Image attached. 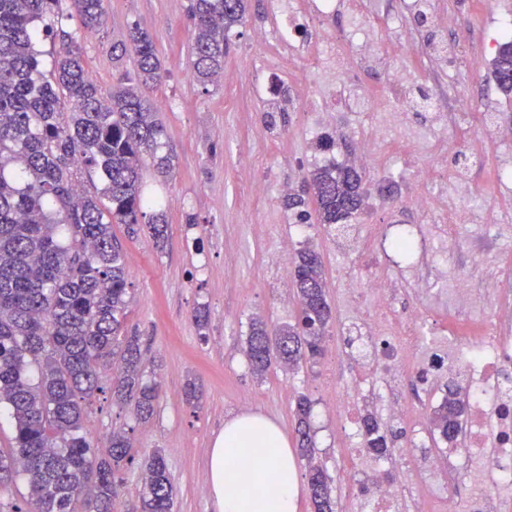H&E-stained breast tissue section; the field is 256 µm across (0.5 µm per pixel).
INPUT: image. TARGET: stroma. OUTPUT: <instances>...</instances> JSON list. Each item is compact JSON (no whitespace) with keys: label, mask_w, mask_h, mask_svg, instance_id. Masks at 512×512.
<instances>
[{"label":"stroma","mask_w":512,"mask_h":512,"mask_svg":"<svg viewBox=\"0 0 512 512\" xmlns=\"http://www.w3.org/2000/svg\"><path fill=\"white\" fill-rule=\"evenodd\" d=\"M409 0H366L378 27L379 52L397 51L411 67L412 80L396 89L382 69L355 71L359 86L375 96L402 92L412 98L416 86L445 93L448 75L432 67L430 46L441 40L435 25L407 23L402 39L390 38L389 17L403 14ZM437 13L458 18L463 27L493 32L502 15L512 14V0H433ZM188 0H107L106 23L101 31L82 36L85 61L102 88L115 83L110 49L121 40L128 24L149 30L158 49L164 77L150 94L169 134L167 148L174 172L163 179L145 177L148 193L163 202L168 238L157 248L148 233L128 236L124 225L112 231L122 244L129 272L131 301L129 332L139 336L142 378L157 382L160 396L154 416L137 421L132 406L113 402L111 392L96 394L86 404L84 427L88 439L105 446L115 429L131 431L135 460L125 465L122 499L135 504L143 488L145 461L161 451L174 487L173 512H215L210 499L207 454L224 420L235 413L257 412L274 420L296 445L294 403L307 396L313 404L316 432L315 461L331 480L336 512H360L359 486L365 473L357 469L362 450L347 439L343 420L334 407L337 387L358 389L362 373L350 360L331 365L330 357L341 338H355L351 312L344 309L340 276L365 278L375 272L370 259L351 260L337 255L331 234L311 225L299 244L320 251L325 267L328 300L333 309L322 341V354L314 363L288 371L272 367L265 375L252 372L246 356L249 326L259 319L271 326L294 322L298 312L291 288L292 262L269 266L268 257L282 242L296 236L292 212L283 206L282 187L298 191L307 171L324 162L308 131L317 113L306 102L319 91L302 62L276 72L283 95L261 93L269 77L264 63L287 53L275 41L256 46V33L274 34L281 19L273 0H249L247 21L234 36L233 49L224 61V74L214 84L200 86L192 77V27L186 15ZM481 45L469 53L468 86L476 111L464 128L434 150L431 113H408L409 131L426 139L421 154L401 157V177L381 172L379 163L365 170L364 180L378 199L360 223L389 226L423 224L414 208L399 207L407 188L420 184L422 171L437 169L442 178L457 170V153L482 141L488 157L476 173L486 188H493L501 159L491 139L481 136L484 117L504 129L512 128V99L505 97L491 78V66L481 58ZM248 156L261 172L265 194L249 199L239 160ZM195 224H187V216ZM209 313L206 330L193 320L197 307ZM195 383L197 398L186 401L187 383Z\"/></svg>","instance_id":"obj_1"}]
</instances>
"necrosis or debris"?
<instances>
[{
	"label": "necrosis or debris",
	"mask_w": 512,
	"mask_h": 512,
	"mask_svg": "<svg viewBox=\"0 0 512 512\" xmlns=\"http://www.w3.org/2000/svg\"><path fill=\"white\" fill-rule=\"evenodd\" d=\"M386 61L377 51L371 14L361 4L351 9L346 30L323 38L305 55V66L312 72L323 68L341 74L354 65L385 66L392 85H405L406 68L387 66ZM333 99L347 112H391L400 119L409 108L407 99L371 96L345 81L336 84ZM448 100L451 112L437 115L441 136L464 125L475 110L462 80H449ZM453 182L457 188L453 199H445L435 187L411 188L406 198L408 205L432 216L438 228L441 250L416 252L408 269L420 284L451 278L452 294L444 305L447 329L429 335L430 325L418 310L395 315L396 302L408 286L406 279L378 273L364 281L344 280L351 305L371 303L363 341L355 345L352 357L364 371L367 387L376 388L383 412L415 418L413 407L396 396L407 372L424 393L447 377H457L467 403L456 439L445 452L421 455L417 476L405 474L388 482L385 465H368L378 490L365 501L366 512H507L512 507V384L503 376L512 367V266L480 262L453 276L447 266V255L455 250L466 224L495 225L500 249L512 251V226L498 218L500 209L512 202V169L501 168L498 184L491 190L475 183L466 169L456 171ZM336 250L391 268L397 265L387 236L372 225L360 227L356 236L337 239ZM472 324L477 332L463 334V327Z\"/></svg>",
	"instance_id": "4bbe7bcc"
}]
</instances>
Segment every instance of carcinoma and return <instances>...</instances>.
<instances>
[{
    "mask_svg": "<svg viewBox=\"0 0 512 512\" xmlns=\"http://www.w3.org/2000/svg\"><path fill=\"white\" fill-rule=\"evenodd\" d=\"M106 0H0V405L14 423L9 452L0 453V483L24 475L25 512H122L118 472L133 462L130 433L114 431L107 450L95 452L84 428V404L102 390L101 369L120 363L112 397L131 403L136 419L155 412L157 384L142 381L140 339L127 334L129 274L112 225L134 236L144 225L156 244L167 237L162 202L144 192V174L167 177L174 169L165 151L163 122L145 96L163 79L152 34L138 23L112 44L115 84L103 90L90 76L77 33L104 26ZM248 0H188L193 72L206 86L224 73ZM60 39L45 71L39 44ZM135 68L124 69L128 55ZM497 88L512 96V36L492 61ZM99 180L93 192L76 193L81 179ZM362 174L329 163L303 179L284 207L298 224L330 228L348 224L363 209ZM297 323L267 329L254 321L246 355L252 370L272 362L311 363L332 309L320 253L301 249L294 261ZM465 395L448 379L432 413L433 433L449 443L459 430ZM301 456L312 458V404L294 406ZM364 448L390 454L375 417L362 418ZM147 476L132 512H172L173 486L161 452L146 464ZM308 488L316 512H334L330 481L309 465Z\"/></svg>",
    "mask_w": 512,
    "mask_h": 512,
    "instance_id": "obj_1",
    "label": "carcinoma"
}]
</instances>
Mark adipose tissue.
Here are the masks:
<instances>
[{
  "mask_svg": "<svg viewBox=\"0 0 512 512\" xmlns=\"http://www.w3.org/2000/svg\"><path fill=\"white\" fill-rule=\"evenodd\" d=\"M217 512H296L301 478L277 423L258 413L228 418L208 455Z\"/></svg>",
  "mask_w": 512,
  "mask_h": 512,
  "instance_id": "obj_1",
  "label": "adipose tissue"
}]
</instances>
